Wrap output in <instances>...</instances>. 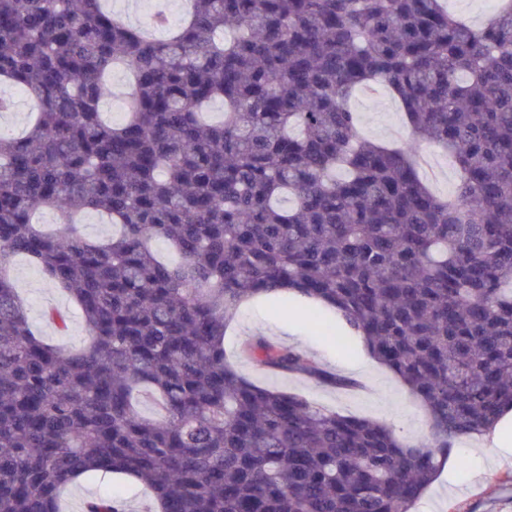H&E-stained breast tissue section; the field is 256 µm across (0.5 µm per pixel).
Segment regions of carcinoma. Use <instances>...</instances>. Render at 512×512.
Here are the masks:
<instances>
[{"label": "carcinoma", "instance_id": "obj_1", "mask_svg": "<svg viewBox=\"0 0 512 512\" xmlns=\"http://www.w3.org/2000/svg\"><path fill=\"white\" fill-rule=\"evenodd\" d=\"M192 3L155 37L103 0H0V80L37 103L0 133V512H60L97 473L144 485L155 512H413L452 445L512 408V3L480 26L442 0ZM119 66L115 123L100 103ZM372 83L453 159L448 197L413 145L360 136L348 101ZM40 209L63 229H39ZM82 213L115 231L77 233ZM18 254L78 305L86 348L34 334ZM280 286L360 336L432 444L226 360L240 306ZM239 355L356 386L263 337Z\"/></svg>", "mask_w": 512, "mask_h": 512}]
</instances>
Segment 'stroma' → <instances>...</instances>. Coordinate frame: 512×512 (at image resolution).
<instances>
[{
	"label": "stroma",
	"mask_w": 512,
	"mask_h": 512,
	"mask_svg": "<svg viewBox=\"0 0 512 512\" xmlns=\"http://www.w3.org/2000/svg\"><path fill=\"white\" fill-rule=\"evenodd\" d=\"M351 107L365 138L381 143L411 141L412 132L400 105L386 87L359 88ZM11 275L28 305L34 328L44 340L68 351L88 344L82 316L60 288L22 256L16 258ZM51 306L66 314V332L44 321L42 313ZM257 336L307 352L326 369L357 381V388L336 390L304 376L259 370L237 355L241 343ZM224 345L236 369L258 384L305 395L343 414L374 418L414 442L431 439L423 410L403 384L382 366H362L358 343L337 346L335 339L320 329L312 307L296 301L285 308L264 302L244 305ZM452 456L453 464L426 491L417 512H512V454H500L493 441L472 436L459 439ZM103 493L118 495L125 512H147L150 506L149 493L140 485L108 475L66 487L61 494V512H83L85 500Z\"/></svg>",
	"instance_id": "35a3bbf8"
}]
</instances>
